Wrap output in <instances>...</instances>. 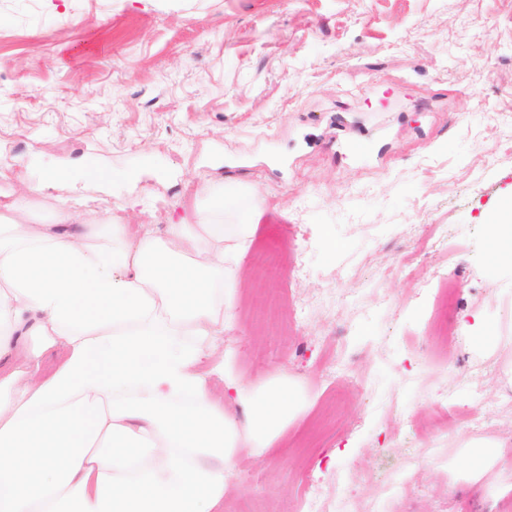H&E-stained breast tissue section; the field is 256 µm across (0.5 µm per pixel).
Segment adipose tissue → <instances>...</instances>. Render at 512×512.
<instances>
[{
  "label": "adipose tissue",
  "mask_w": 512,
  "mask_h": 512,
  "mask_svg": "<svg viewBox=\"0 0 512 512\" xmlns=\"http://www.w3.org/2000/svg\"><path fill=\"white\" fill-rule=\"evenodd\" d=\"M19 210H0V512H223L238 448L302 408L284 374L256 391L228 372L236 419L199 369L252 220L195 207L134 239L65 202L51 224Z\"/></svg>",
  "instance_id": "adipose-tissue-1"
}]
</instances>
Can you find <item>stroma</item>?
Listing matches in <instances>:
<instances>
[{
	"label": "stroma",
	"instance_id": "1",
	"mask_svg": "<svg viewBox=\"0 0 512 512\" xmlns=\"http://www.w3.org/2000/svg\"><path fill=\"white\" fill-rule=\"evenodd\" d=\"M218 187L225 222L259 216L201 368L218 397L226 363L255 389L286 373L303 398L267 453L238 448L224 512H303L308 480L330 512H512V461L465 465L512 444V262L485 254L512 202V0H69L60 16L0 0V202L41 222L65 198L160 235ZM428 224L448 239L423 273L461 286L438 355L437 282L392 266ZM274 251L273 297L253 259ZM335 349L364 388L325 382ZM443 393L456 419L432 440L411 422Z\"/></svg>",
	"mask_w": 512,
	"mask_h": 512
}]
</instances>
